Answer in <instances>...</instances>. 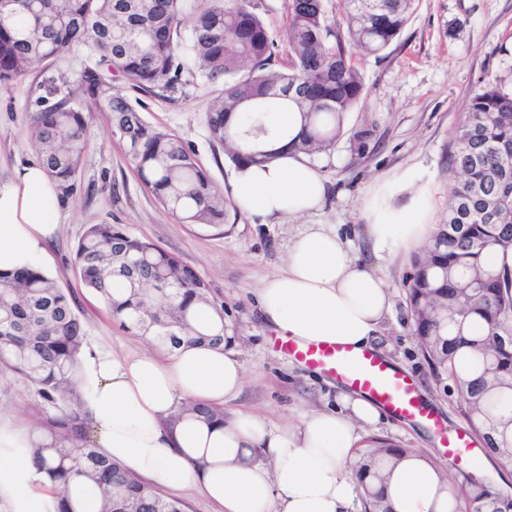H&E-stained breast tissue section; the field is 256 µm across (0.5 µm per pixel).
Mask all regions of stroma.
I'll return each mask as SVG.
<instances>
[{
	"instance_id": "1",
	"label": "stroma",
	"mask_w": 512,
	"mask_h": 512,
	"mask_svg": "<svg viewBox=\"0 0 512 512\" xmlns=\"http://www.w3.org/2000/svg\"><path fill=\"white\" fill-rule=\"evenodd\" d=\"M352 54L363 76L362 97L348 113L335 148L310 157L327 186L326 205L317 220L335 224L355 255L389 285L394 307L377 349L414 380L423 402L441 414L446 431L464 430L468 423L457 393L435 381L410 319L404 283L418 247L403 245L373 256L361 207L375 180L409 171L428 183L431 218L439 220L448 203L446 152L464 105L488 82L500 79L505 89H512V0H415L408 23L389 48L378 55L356 48ZM85 61L84 54L65 50L0 87L1 182L11 178L19 162L37 157L30 116L71 97ZM114 85L145 122L176 135L215 186L230 194L234 165L206 124L207 112L224 96L223 78L209 79L193 70L184 72L168 91H145L124 78ZM63 201L60 230L47 246L52 261L45 273L70 295L87 324L84 359L151 348L145 337L112 317L71 265L90 225L123 224L134 237L194 269L223 297L224 315L236 330L235 358L244 375L242 391L226 406L225 419L244 410L284 427L304 413L335 406L342 383L276 347L256 296L262 281L282 267L298 224L269 222L237 210L230 211L223 225L182 223L144 186L108 113L100 110L88 117L87 151ZM37 418L32 389L0 367V429L24 437L34 430ZM362 436L415 449L450 482L473 477L512 492V463L483 450L474 458L449 456L440 433L392 413L365 428Z\"/></svg>"
}]
</instances>
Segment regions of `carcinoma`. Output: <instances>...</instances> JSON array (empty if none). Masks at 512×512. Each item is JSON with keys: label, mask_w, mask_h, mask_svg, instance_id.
<instances>
[{"label": "carcinoma", "mask_w": 512, "mask_h": 512, "mask_svg": "<svg viewBox=\"0 0 512 512\" xmlns=\"http://www.w3.org/2000/svg\"><path fill=\"white\" fill-rule=\"evenodd\" d=\"M346 30L333 27L324 0H289L284 40L288 70L268 68L275 40L262 0H212L181 36L184 0H26L0 16V83L68 49L87 52L76 106L59 101L31 117L35 144L51 177L67 191L87 148L86 113L103 109L144 185L184 224H224V198L174 134L146 123L113 85L145 91L175 87L198 66L225 78L224 98L206 123L237 166L267 159V113L288 100L303 119L292 149L332 150L363 82L349 46L379 54L400 36L413 0H346ZM241 134L228 139L231 126ZM448 208L413 256L407 300L422 355L437 382L451 381L472 428L512 462V271L491 252L512 249V92L488 83L466 102L448 144ZM74 264L113 317L172 354L207 345L224 350L234 329L224 300L193 269L120 224H94ZM87 328L71 298L39 270L0 271V365L24 379L42 420L26 454L53 485L55 512H185L121 463L100 453L78 381ZM182 413L211 424L224 412L200 403ZM416 452L375 439L354 466L364 512H391L382 494L395 467ZM97 492L93 506L81 492ZM448 512H512V493L484 480L450 483Z\"/></svg>", "instance_id": "carcinoma-1"}]
</instances>
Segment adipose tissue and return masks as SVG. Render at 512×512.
<instances>
[{
    "instance_id": "adipose-tissue-1",
    "label": "adipose tissue",
    "mask_w": 512,
    "mask_h": 512,
    "mask_svg": "<svg viewBox=\"0 0 512 512\" xmlns=\"http://www.w3.org/2000/svg\"><path fill=\"white\" fill-rule=\"evenodd\" d=\"M279 138L274 154L237 167L234 201L243 213L278 221H303L288 242L283 266L263 280L258 303L276 336L300 343H337L352 351L373 350L393 307L385 279L359 264L333 225L315 222L327 189L319 169L289 150L300 132L295 109L273 113ZM62 197L42 160L19 164L0 182V270L43 269L46 245L60 224ZM362 216L371 250L427 240L428 188L409 174L376 181ZM233 345L218 351L198 346L167 358L151 354L103 355L88 367L95 445L152 485L195 492L216 512H354L352 474L359 430L382 418L378 404L360 392H340V409L314 411L293 427H274L238 413L212 426L186 416L169 417L182 403L224 407L243 386ZM28 440L0 430V491L13 512H48L50 489L24 449ZM260 449L275 465L255 462ZM393 512H447L440 473L411 457L395 470L387 488Z\"/></svg>"
}]
</instances>
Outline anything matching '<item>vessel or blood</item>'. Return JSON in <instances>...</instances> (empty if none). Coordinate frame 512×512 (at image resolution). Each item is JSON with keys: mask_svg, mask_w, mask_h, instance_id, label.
I'll use <instances>...</instances> for the list:
<instances>
[{"mask_svg": "<svg viewBox=\"0 0 512 512\" xmlns=\"http://www.w3.org/2000/svg\"><path fill=\"white\" fill-rule=\"evenodd\" d=\"M276 345L309 368L336 376L353 389L368 394L398 417L418 419L433 427L440 424L431 409L421 403L411 380L375 353L355 352L337 344H300L282 338L277 339Z\"/></svg>", "mask_w": 512, "mask_h": 512, "instance_id": "b4317fda", "label": "vessel or blood"}]
</instances>
